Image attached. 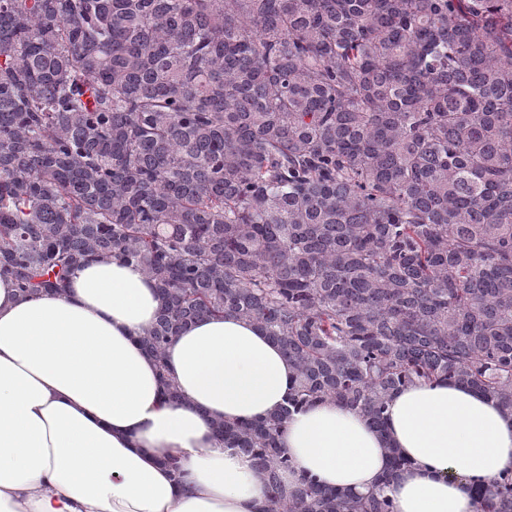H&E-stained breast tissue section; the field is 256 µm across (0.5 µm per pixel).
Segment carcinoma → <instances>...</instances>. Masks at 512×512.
<instances>
[{
    "mask_svg": "<svg viewBox=\"0 0 512 512\" xmlns=\"http://www.w3.org/2000/svg\"><path fill=\"white\" fill-rule=\"evenodd\" d=\"M112 256L156 357L235 315L293 363L287 406L216 426L264 512H394L284 488L281 436L317 401L380 429L415 382L512 413V0H0V275ZM475 498L512 512V468Z\"/></svg>",
    "mask_w": 512,
    "mask_h": 512,
    "instance_id": "carcinoma-1",
    "label": "carcinoma"
}]
</instances>
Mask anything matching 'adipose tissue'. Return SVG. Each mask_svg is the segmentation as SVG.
Returning <instances> with one entry per match:
<instances>
[{"label":"adipose tissue","instance_id":"1","mask_svg":"<svg viewBox=\"0 0 512 512\" xmlns=\"http://www.w3.org/2000/svg\"><path fill=\"white\" fill-rule=\"evenodd\" d=\"M159 307L153 282L118 258L85 264L63 295H26L0 275V512H262L266 482L215 425L286 405L292 363L252 322L197 321L167 347L169 399L140 342ZM282 446L286 489L381 487L395 512H474L476 487L512 466V414L435 381L393 394L381 429L332 402L307 406Z\"/></svg>","mask_w":512,"mask_h":512}]
</instances>
